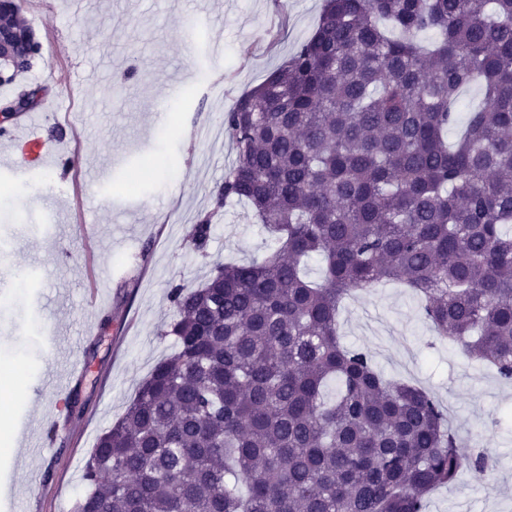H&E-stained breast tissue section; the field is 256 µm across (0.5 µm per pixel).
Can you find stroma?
I'll list each match as a JSON object with an SVG mask.
<instances>
[{
	"instance_id": "stroma-1",
	"label": "stroma",
	"mask_w": 512,
	"mask_h": 512,
	"mask_svg": "<svg viewBox=\"0 0 512 512\" xmlns=\"http://www.w3.org/2000/svg\"><path fill=\"white\" fill-rule=\"evenodd\" d=\"M322 0H23L41 44L33 69L0 85V100L41 86L71 112L69 180L44 163L3 168L0 145V365L10 396L0 421L15 439L0 453V512H73L98 437L138 383L173 350L171 288L197 286L212 265L263 260L273 242L247 204L225 210L207 257L188 234L212 205L211 190L235 159L224 113L260 84L316 28ZM92 73L77 87L75 66ZM161 159L143 191H121L144 158ZM85 223L78 231L77 223ZM347 345L369 350L387 377L429 388L445 405L462 470L427 512H512V387L437 339L418 298L388 284L347 300L339 316ZM63 338L51 348L48 334ZM87 358L70 427L53 447H28L55 414L49 379L56 351Z\"/></svg>"
}]
</instances>
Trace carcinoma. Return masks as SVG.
<instances>
[{
  "mask_svg": "<svg viewBox=\"0 0 512 512\" xmlns=\"http://www.w3.org/2000/svg\"><path fill=\"white\" fill-rule=\"evenodd\" d=\"M0 29L23 38L12 77L28 72L41 47L22 0H0ZM429 30L433 46L414 41ZM224 126L235 160L214 209L248 201L276 247L171 289L176 349L98 438L74 512H426L485 459L459 452L434 394L343 345L337 314L395 282L512 386V0H323ZM212 217L189 234L202 257Z\"/></svg>",
  "mask_w": 512,
  "mask_h": 512,
  "instance_id": "1",
  "label": "carcinoma"
}]
</instances>
